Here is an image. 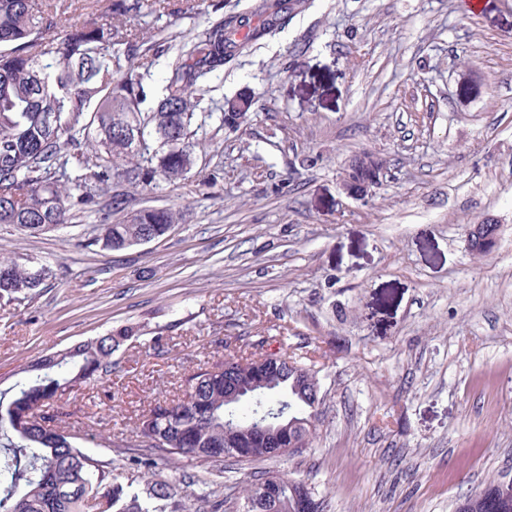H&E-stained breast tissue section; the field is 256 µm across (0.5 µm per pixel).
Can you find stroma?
Wrapping results in <instances>:
<instances>
[{
    "label": "stroma",
    "instance_id": "obj_1",
    "mask_svg": "<svg viewBox=\"0 0 512 512\" xmlns=\"http://www.w3.org/2000/svg\"><path fill=\"white\" fill-rule=\"evenodd\" d=\"M305 0L226 64L217 98L249 95L236 133L204 135L174 185H122L129 209L183 218L159 240L91 250L97 217L32 233L0 224V259L49 274L0 300V390L39 357L135 328L112 372L55 411L106 474L155 400L183 397L217 344L313 360L322 415L289 458L156 462L193 501L240 506L253 473L306 480L324 512H458L512 490V0ZM140 42L190 33L147 0ZM498 224L486 253L466 226Z\"/></svg>",
    "mask_w": 512,
    "mask_h": 512
}]
</instances>
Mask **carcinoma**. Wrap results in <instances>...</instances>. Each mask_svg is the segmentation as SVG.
I'll use <instances>...</instances> for the list:
<instances>
[{
	"mask_svg": "<svg viewBox=\"0 0 512 512\" xmlns=\"http://www.w3.org/2000/svg\"><path fill=\"white\" fill-rule=\"evenodd\" d=\"M145 0H112L117 18L142 14ZM296 9L288 0H262L260 26L221 17L171 45L157 106L143 103L136 71L140 43L112 24L68 23L66 0H0V224L38 232L65 224L74 213L98 215L99 233L88 246L119 251L164 237L181 214L145 206L126 211L112 183L153 189L176 183L196 164V136L207 121L234 132L248 124L252 100L229 104L213 95L224 65L273 33ZM144 129L142 138L136 131ZM126 212L112 220V213ZM15 260L0 261V298L29 295L42 281ZM131 339L109 332L33 364L10 394L0 392V512H190L174 486L141 475L108 478L57 424L51 408L75 383L112 371V354ZM318 370L290 355L274 370L255 373L224 345V361L201 368L182 399L158 402L131 430L130 446L145 451L146 467L161 458L254 461L278 456L275 446L306 448L318 420ZM238 383L243 400L225 413L224 383ZM286 476H253L245 512H295Z\"/></svg>",
	"mask_w": 512,
	"mask_h": 512,
	"instance_id": "obj_1",
	"label": "carcinoma"
}]
</instances>
